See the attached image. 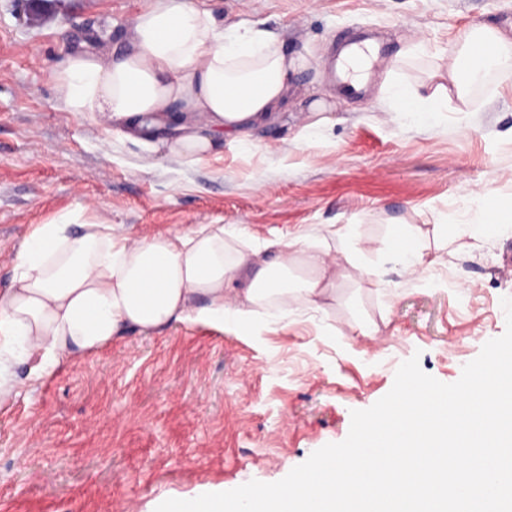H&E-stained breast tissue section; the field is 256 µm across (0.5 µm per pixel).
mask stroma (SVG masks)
<instances>
[{
  "label": "stroma",
  "instance_id": "35a3bbf8",
  "mask_svg": "<svg viewBox=\"0 0 512 512\" xmlns=\"http://www.w3.org/2000/svg\"><path fill=\"white\" fill-rule=\"evenodd\" d=\"M224 22L247 21L303 56L286 110L247 143L222 141L192 164L145 151L106 117L71 112L53 73L76 50L129 46L148 0H0V290L31 225L92 205L134 238L190 224L235 225L253 241L353 227L372 249L417 225L432 276L412 279L381 255L380 278L347 267L326 309L287 326L233 336L204 326L130 331L91 357L62 364L0 404V512H154L161 497L241 481L271 483L328 443L351 413L389 392L418 357L444 383L506 327L512 223L479 246L442 245L449 225L488 188L512 197V89L491 80L450 97L436 121L392 111L388 84L414 88L447 73L463 31H512V0H200ZM385 39L364 99L343 100L328 70L343 33ZM331 109L310 137L309 106ZM374 320L376 339L356 324Z\"/></svg>",
  "mask_w": 512,
  "mask_h": 512
}]
</instances>
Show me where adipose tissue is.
I'll list each match as a JSON object with an SVG mask.
<instances>
[{
	"instance_id": "ef3b65f1",
	"label": "adipose tissue",
	"mask_w": 512,
	"mask_h": 512,
	"mask_svg": "<svg viewBox=\"0 0 512 512\" xmlns=\"http://www.w3.org/2000/svg\"><path fill=\"white\" fill-rule=\"evenodd\" d=\"M461 40L464 55L447 84L393 85L388 98L430 118L449 92L464 95L485 70L512 87V35L483 27ZM296 71L273 32L222 24L196 0H151L131 23L127 50L71 53L53 80L68 111L110 115L123 136L150 150L199 161L222 137L246 142L285 108ZM478 196L485 206L456 227L473 240L487 225L512 222V199L486 189ZM381 251L409 275L432 270L414 225H399ZM340 275L330 245L309 235L254 243L233 226L192 224L134 239L92 206L62 211L25 238L0 293V397L18 393V364L39 379L134 329L204 323L248 336L260 313L279 325L289 305L316 308L335 298Z\"/></svg>"
}]
</instances>
